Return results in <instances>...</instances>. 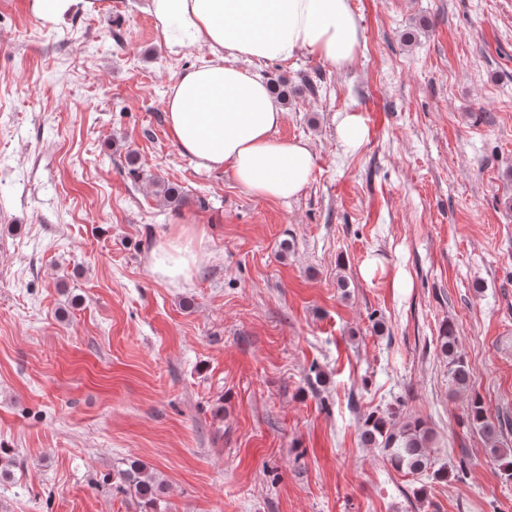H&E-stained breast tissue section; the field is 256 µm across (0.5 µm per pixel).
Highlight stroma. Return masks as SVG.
<instances>
[{
  "mask_svg": "<svg viewBox=\"0 0 512 512\" xmlns=\"http://www.w3.org/2000/svg\"><path fill=\"white\" fill-rule=\"evenodd\" d=\"M350 3L347 68L254 65L314 155L280 201L181 153L166 98L211 54L170 53L144 0L63 25L0 0V512H143L129 460L164 481L158 512H512L465 418L477 395L512 421V0ZM340 112L365 119L356 152ZM184 221L197 262L160 281ZM373 412L422 420L443 478L363 445ZM198 233L193 226H182L176 237L158 242L151 252L153 273L161 280H186L196 262L193 242ZM438 339L441 353L448 359L449 382L458 391L469 390L471 382L470 367L457 351L456 336L450 323L442 325Z\"/></svg>",
  "mask_w": 512,
  "mask_h": 512,
  "instance_id": "35a3bbf8",
  "label": "stroma"
}]
</instances>
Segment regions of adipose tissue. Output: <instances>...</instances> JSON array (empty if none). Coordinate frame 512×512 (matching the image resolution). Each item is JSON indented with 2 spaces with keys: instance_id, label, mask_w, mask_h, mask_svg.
I'll list each match as a JSON object with an SVG mask.
<instances>
[{
  "instance_id": "adipose-tissue-1",
  "label": "adipose tissue",
  "mask_w": 512,
  "mask_h": 512,
  "mask_svg": "<svg viewBox=\"0 0 512 512\" xmlns=\"http://www.w3.org/2000/svg\"><path fill=\"white\" fill-rule=\"evenodd\" d=\"M29 12L60 24L103 9V0H26ZM166 46L208 48V63L185 70L165 102L181 152L209 171H226L259 198L290 199L309 183L314 156L302 140L279 139L284 112L249 63L287 61L304 52L342 69L354 59L360 29L350 0H147ZM195 227L158 242L153 273L188 279L196 262Z\"/></svg>"
}]
</instances>
